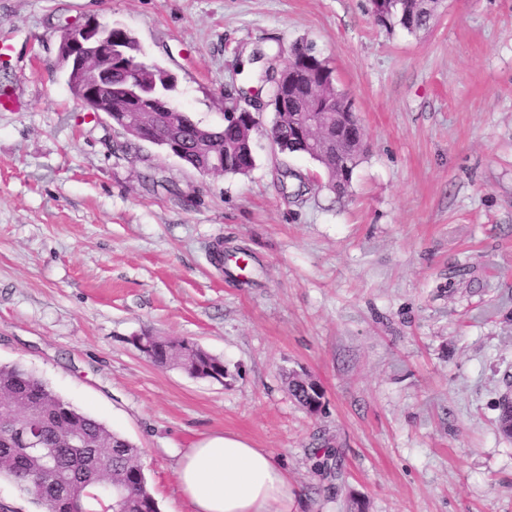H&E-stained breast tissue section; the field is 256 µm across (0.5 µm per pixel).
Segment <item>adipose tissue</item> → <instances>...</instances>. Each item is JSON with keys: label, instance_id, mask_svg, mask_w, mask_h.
Segmentation results:
<instances>
[{"label": "adipose tissue", "instance_id": "1", "mask_svg": "<svg viewBox=\"0 0 512 512\" xmlns=\"http://www.w3.org/2000/svg\"><path fill=\"white\" fill-rule=\"evenodd\" d=\"M176 481L191 512H293L288 473L270 451L217 435L187 449Z\"/></svg>", "mask_w": 512, "mask_h": 512}]
</instances>
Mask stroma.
<instances>
[{
	"label": "stroma",
	"instance_id": "35a3bbf8",
	"mask_svg": "<svg viewBox=\"0 0 512 512\" xmlns=\"http://www.w3.org/2000/svg\"><path fill=\"white\" fill-rule=\"evenodd\" d=\"M89 20L207 126L270 127L263 77L313 44L364 132L348 195L263 136L245 176L130 145L66 85L61 29ZM0 36L24 101L0 112V364L141 448L160 512H189L177 462L224 433L281 456L297 512H512V0H442L412 33L370 0H0ZM145 332L222 357L223 382L155 366Z\"/></svg>",
	"mask_w": 512,
	"mask_h": 512
}]
</instances>
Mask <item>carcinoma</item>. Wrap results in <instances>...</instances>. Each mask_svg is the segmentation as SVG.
<instances>
[{"instance_id": "cac0c4a2", "label": "carcinoma", "mask_w": 512, "mask_h": 512, "mask_svg": "<svg viewBox=\"0 0 512 512\" xmlns=\"http://www.w3.org/2000/svg\"><path fill=\"white\" fill-rule=\"evenodd\" d=\"M437 16V4L432 0H385L379 14L373 15L383 25L399 24L409 31L429 27ZM122 49L132 70L116 75L112 82V97L117 99L126 90L146 87L154 94L164 95L172 86L162 79L164 69L138 60L140 51L137 39L129 32L123 33ZM312 50L306 42L294 44L290 49L287 68L297 74L311 76L314 85L310 105L321 108L336 95L333 69L327 60L315 57L309 63L304 57ZM292 117L275 116L270 134L279 142L281 154L298 151L297 140H288L292 130L288 125ZM163 137L191 141L196 130L192 129L191 117L173 115L159 128ZM209 146L223 150L236 146L243 138L238 125L224 119V126L207 128ZM180 352H168L157 347L154 363L178 366L192 377L221 382L224 377V360L211 354L198 344L182 339ZM0 401L17 414L38 419L42 428L43 447L51 449L52 465L47 472V482L42 492L30 491L28 475L43 471L42 462L36 457L18 461L13 457L9 431L0 428V476H6L30 495L34 504L44 510L47 500L57 503L56 512H95L100 505L105 512H159L158 503L147 485L141 464V450L122 435L112 431L97 418L81 412L56 394L46 382L19 364L0 365ZM78 431L94 448L95 455H78L70 448L67 439ZM120 484L125 494L120 499L103 494L100 480ZM78 485L81 493L73 498L68 495L72 485Z\"/></svg>"}]
</instances>
